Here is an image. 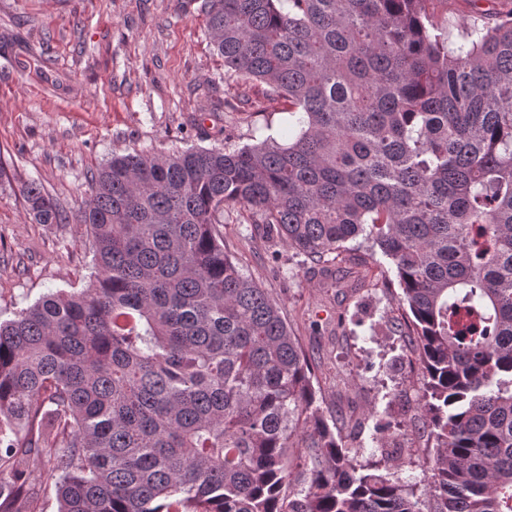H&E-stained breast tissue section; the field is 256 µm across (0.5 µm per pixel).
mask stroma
Instances as JSON below:
<instances>
[{"label":"stroma","instance_id":"1","mask_svg":"<svg viewBox=\"0 0 512 512\" xmlns=\"http://www.w3.org/2000/svg\"><path fill=\"white\" fill-rule=\"evenodd\" d=\"M288 137V104L259 82L224 81V60L189 0H0V317L56 290L85 288L91 240L74 216L88 177L114 154L173 152L229 139ZM38 180L62 223L32 221L23 188ZM224 245L279 303L314 366L318 404L357 465L397 455L422 512L433 454L413 337L391 329L398 288L348 253L327 274L286 249L248 211L229 207Z\"/></svg>","mask_w":512,"mask_h":512}]
</instances>
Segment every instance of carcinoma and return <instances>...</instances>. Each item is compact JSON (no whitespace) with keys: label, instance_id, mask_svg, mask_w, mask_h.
Returning <instances> with one entry per match:
<instances>
[{"label":"carcinoma","instance_id":"cac0c4a2","mask_svg":"<svg viewBox=\"0 0 512 512\" xmlns=\"http://www.w3.org/2000/svg\"><path fill=\"white\" fill-rule=\"evenodd\" d=\"M224 81L291 104L288 143L114 155L77 223L89 285L0 319V512L32 457L58 512H421L359 468L276 301L224 251L239 206L327 268L381 252L417 336L440 512H512V0H194ZM23 201L61 223L42 184ZM301 452L296 454L294 449Z\"/></svg>","mask_w":512,"mask_h":512}]
</instances>
